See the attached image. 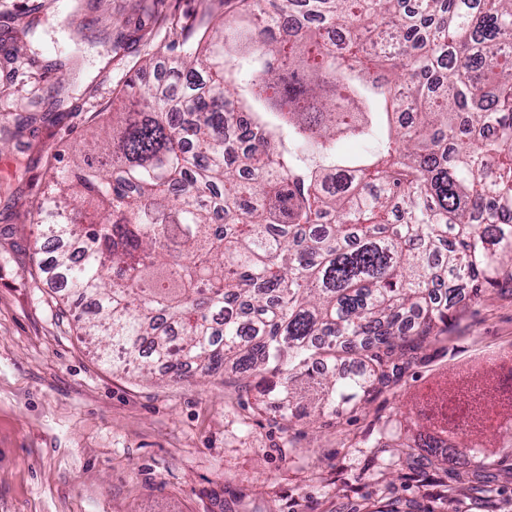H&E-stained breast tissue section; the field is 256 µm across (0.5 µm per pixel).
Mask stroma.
<instances>
[{
  "label": "stroma",
  "instance_id": "stroma-1",
  "mask_svg": "<svg viewBox=\"0 0 512 512\" xmlns=\"http://www.w3.org/2000/svg\"><path fill=\"white\" fill-rule=\"evenodd\" d=\"M209 2L0 0V512H512L510 463L419 474L371 445L451 381L512 371L510 284L456 313L395 393L286 430L235 375L112 371L38 277L31 219L51 171L146 59L164 65L155 14L191 25Z\"/></svg>",
  "mask_w": 512,
  "mask_h": 512
}]
</instances>
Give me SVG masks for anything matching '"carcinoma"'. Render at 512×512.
Returning a JSON list of instances; mask_svg holds the SVG:
<instances>
[{"mask_svg":"<svg viewBox=\"0 0 512 512\" xmlns=\"http://www.w3.org/2000/svg\"><path fill=\"white\" fill-rule=\"evenodd\" d=\"M162 22L180 84L91 130L33 218L79 246L51 269L69 310L93 303L112 370L224 369L268 381L286 420L338 418L512 282V0H252ZM482 400L448 414L435 395L376 447L484 468ZM501 404L512 448V391Z\"/></svg>","mask_w":512,"mask_h":512,"instance_id":"cac0c4a2","label":"carcinoma"}]
</instances>
